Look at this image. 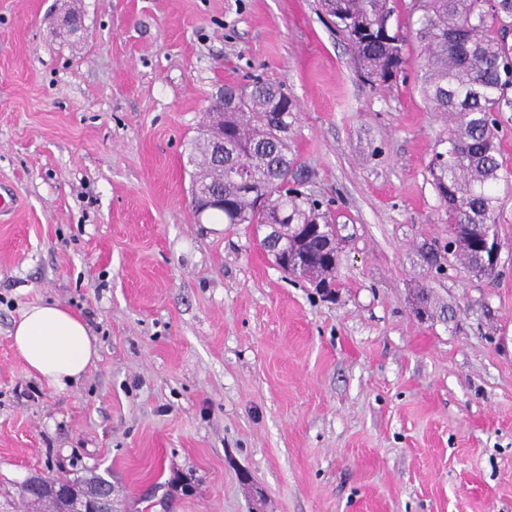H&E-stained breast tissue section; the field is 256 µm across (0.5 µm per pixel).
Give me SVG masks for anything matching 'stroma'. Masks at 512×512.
Returning a JSON list of instances; mask_svg holds the SVG:
<instances>
[{"label": "stroma", "instance_id": "1", "mask_svg": "<svg viewBox=\"0 0 512 512\" xmlns=\"http://www.w3.org/2000/svg\"><path fill=\"white\" fill-rule=\"evenodd\" d=\"M256 79L344 227L334 297L192 209L205 110ZM446 128L414 67L365 80L321 0H0V512L35 473L105 478L112 512H512V112L489 277L420 255ZM47 300L99 352L64 392L10 336Z\"/></svg>", "mask_w": 512, "mask_h": 512}]
</instances>
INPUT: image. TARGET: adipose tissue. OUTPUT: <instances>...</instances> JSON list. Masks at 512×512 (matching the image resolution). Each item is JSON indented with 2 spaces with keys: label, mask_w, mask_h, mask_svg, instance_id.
Returning a JSON list of instances; mask_svg holds the SVG:
<instances>
[{
  "label": "adipose tissue",
  "mask_w": 512,
  "mask_h": 512,
  "mask_svg": "<svg viewBox=\"0 0 512 512\" xmlns=\"http://www.w3.org/2000/svg\"><path fill=\"white\" fill-rule=\"evenodd\" d=\"M11 337L28 372L59 392L79 381L98 356L85 323L54 302L25 310L14 322Z\"/></svg>",
  "instance_id": "1"
}]
</instances>
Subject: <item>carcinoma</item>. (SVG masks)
Listing matches in <instances>:
<instances>
[{"instance_id":"carcinoma-1","label":"carcinoma","mask_w":512,"mask_h":512,"mask_svg":"<svg viewBox=\"0 0 512 512\" xmlns=\"http://www.w3.org/2000/svg\"><path fill=\"white\" fill-rule=\"evenodd\" d=\"M345 33L355 63L375 86L387 87L405 70L407 35L390 24L395 0H323ZM486 0H413L410 34L420 44L417 80L428 107L449 118L429 164L445 223L458 225L449 255L476 276L493 267L479 264L478 245L494 227V187L501 164L497 115L512 112V49L502 31L512 28V8L491 13ZM296 104L278 85L255 81L224 86V100L210 106L209 129L224 131V161L203 142L192 144L194 205L204 195L224 197L217 209L226 224H251L257 231L286 224L288 250L300 256L288 273L314 279L319 288L335 283L339 227L320 212V202L300 190L301 179L288 157V117ZM418 309L448 321L421 288ZM42 484L66 486L81 495L99 493L102 482L46 476Z\"/></svg>"}]
</instances>
